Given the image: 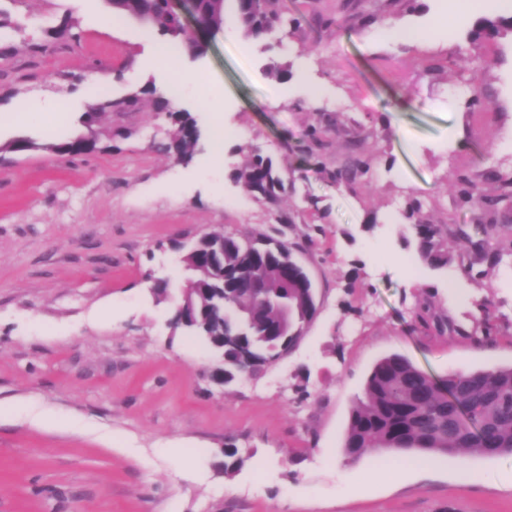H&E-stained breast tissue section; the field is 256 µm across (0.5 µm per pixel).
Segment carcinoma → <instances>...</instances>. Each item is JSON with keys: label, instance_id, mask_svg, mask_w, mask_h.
Segmentation results:
<instances>
[{"label": "carcinoma", "instance_id": "carcinoma-1", "mask_svg": "<svg viewBox=\"0 0 512 512\" xmlns=\"http://www.w3.org/2000/svg\"><path fill=\"white\" fill-rule=\"evenodd\" d=\"M226 0H197L195 7L209 18L217 32L224 29ZM236 17L245 36L257 38L287 26L275 8L276 0H235ZM136 12L153 25L151 17L160 13V0H132L124 14ZM494 32L504 37L512 32V16L481 18L473 25V36ZM161 32L191 43L194 37L178 18L169 19ZM126 101H104L89 106L80 122L91 126L98 115ZM159 112L175 117L177 124L168 149L186 158L195 142L189 117L172 109L170 100L156 101ZM82 136L59 143L39 144L21 138L0 146L3 151L45 149L80 155ZM354 157L336 170V182L350 184L371 173L369 160L354 148ZM288 170L277 171L259 154L237 173L247 191L268 195L282 187ZM467 201L491 210H512V189L489 196L473 183L459 190ZM420 259L432 267L448 264V248L443 229L437 224H414ZM480 244L492 266L504 261L506 253L493 243L488 226ZM262 247L254 241L242 242L223 233H213L195 243L183 262L190 272L188 281L198 289L194 312L184 316L183 328L193 336L224 342V382L253 375L258 367L286 355L300 339L314 314L312 283L302 266L292 259V244L271 234L261 235ZM249 349L259 355L258 365L240 368L237 353ZM416 453L429 460L438 455L462 452L486 457L512 455V367L460 370L444 378L414 365L400 354L379 359L367 376L363 398L352 408L342 452L359 459L369 452Z\"/></svg>", "mask_w": 512, "mask_h": 512}]
</instances>
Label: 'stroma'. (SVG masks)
I'll use <instances>...</instances> for the list:
<instances>
[{"label":"stroma","instance_id":"1","mask_svg":"<svg viewBox=\"0 0 512 512\" xmlns=\"http://www.w3.org/2000/svg\"><path fill=\"white\" fill-rule=\"evenodd\" d=\"M276 8L298 26L209 35L204 53L181 52V70L210 80L206 94L147 74L158 32L128 16L100 26L104 0H0V146L41 144L0 149V404L52 421L0 417V512H512L511 456L440 455L393 481L376 476L375 454L342 453L378 359L399 353L439 377L512 365V263L489 267L476 230L492 222L512 252V211L479 213L451 190L471 181L494 195L512 180V38L450 27L456 13L512 14V0ZM66 21L70 39L55 33ZM393 24L420 41L367 40ZM299 61L304 79L268 73ZM474 72L481 105L465 88ZM90 87L97 100L135 95L138 105L100 117L96 151H50L83 133ZM160 90L199 132L190 159L165 150L175 125L153 109ZM25 99L67 112L13 120ZM219 117L231 131L220 162ZM356 142L373 175L336 185ZM256 153L288 170L274 196L236 179ZM410 193L425 202L422 222L443 228L446 266L418 255ZM273 224L296 245L317 312L287 355L216 383L209 348L171 326L174 305L153 290L184 280L181 246L211 232L244 242ZM422 301L436 324L414 318ZM68 418L81 429L56 428ZM228 443L242 459L230 473Z\"/></svg>","mask_w":512,"mask_h":512}]
</instances>
